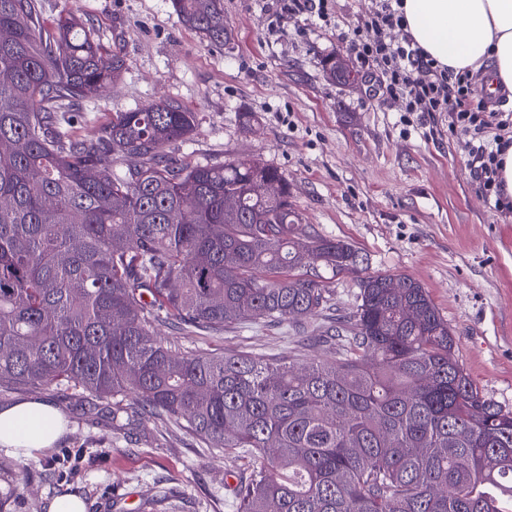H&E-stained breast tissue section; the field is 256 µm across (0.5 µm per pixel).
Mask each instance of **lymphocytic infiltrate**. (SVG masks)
Segmentation results:
<instances>
[{
	"label": "lymphocytic infiltrate",
	"mask_w": 512,
	"mask_h": 512,
	"mask_svg": "<svg viewBox=\"0 0 512 512\" xmlns=\"http://www.w3.org/2000/svg\"><path fill=\"white\" fill-rule=\"evenodd\" d=\"M402 25L393 0H375L369 14L349 23L346 38L359 67L386 94L401 99L406 113H447L450 129L467 141L479 190L493 198L497 210L512 213L499 181L500 155L512 146V113L487 110L475 99L469 72L438 65L411 37L391 41L390 30Z\"/></svg>",
	"instance_id": "f902f5d3"
}]
</instances>
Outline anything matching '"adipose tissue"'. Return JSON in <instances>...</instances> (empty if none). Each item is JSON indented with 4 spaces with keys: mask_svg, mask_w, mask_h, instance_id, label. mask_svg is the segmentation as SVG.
Masks as SVG:
<instances>
[{
    "mask_svg": "<svg viewBox=\"0 0 512 512\" xmlns=\"http://www.w3.org/2000/svg\"><path fill=\"white\" fill-rule=\"evenodd\" d=\"M404 29L439 65L484 73L490 91L512 92V0H401ZM62 418L48 403L0 406V450L36 457L52 448Z\"/></svg>",
    "mask_w": 512,
    "mask_h": 512,
    "instance_id": "ef3b65f1",
    "label": "adipose tissue"
}]
</instances>
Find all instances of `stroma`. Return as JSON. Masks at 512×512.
Here are the masks:
<instances>
[{
  "instance_id": "1",
  "label": "stroma",
  "mask_w": 512,
  "mask_h": 512,
  "mask_svg": "<svg viewBox=\"0 0 512 512\" xmlns=\"http://www.w3.org/2000/svg\"><path fill=\"white\" fill-rule=\"evenodd\" d=\"M73 11L125 68L105 97L80 106L75 131L95 137L113 113L165 98L197 114L178 164L260 161L277 167L312 233L353 244L373 272L403 274L427 288L456 338L455 357L484 395L512 411V216L479 191L466 142L437 115L436 135L405 126L402 102L328 78L326 59L349 54L336 28L308 15L277 21L269 0H224V45L184 25L171 0H42L46 19ZM253 113L252 131L239 115ZM164 341L274 355L293 342L282 327H231ZM38 399L68 427L36 459L0 454V479L16 480L9 512H49L75 497L85 512H236L245 473L232 460L153 417L113 419L110 403L79 389H25L0 404ZM169 491L158 503L160 491Z\"/></svg>"
}]
</instances>
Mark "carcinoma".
<instances>
[{
	"label": "carcinoma",
	"mask_w": 512,
	"mask_h": 512,
	"mask_svg": "<svg viewBox=\"0 0 512 512\" xmlns=\"http://www.w3.org/2000/svg\"><path fill=\"white\" fill-rule=\"evenodd\" d=\"M172 6L229 40L224 0ZM123 64L74 12L47 26L42 0H0V390L79 387L115 420L145 410L250 459L237 512H504L512 412L455 360L421 283L306 232L273 166L171 162L197 124L175 101L114 112L94 139L60 130ZM326 69L352 77L334 57ZM328 273L357 275L358 304L310 331ZM161 323L286 324L334 359L182 351L157 339Z\"/></svg>",
	"instance_id": "obj_1"
}]
</instances>
